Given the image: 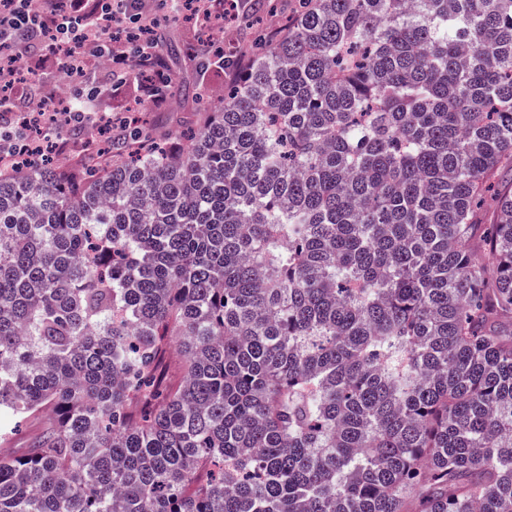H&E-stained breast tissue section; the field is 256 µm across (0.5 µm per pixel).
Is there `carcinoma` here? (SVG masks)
Listing matches in <instances>:
<instances>
[{"mask_svg": "<svg viewBox=\"0 0 512 512\" xmlns=\"http://www.w3.org/2000/svg\"><path fill=\"white\" fill-rule=\"evenodd\" d=\"M189 140L0 171V512H512V0H300ZM43 425V420L39 418H32L31 420L25 421L14 437L9 442L2 444L0 453L2 452L14 456L25 454L32 439L40 433Z\"/></svg>", "mask_w": 512, "mask_h": 512, "instance_id": "carcinoma-1", "label": "carcinoma"}]
</instances>
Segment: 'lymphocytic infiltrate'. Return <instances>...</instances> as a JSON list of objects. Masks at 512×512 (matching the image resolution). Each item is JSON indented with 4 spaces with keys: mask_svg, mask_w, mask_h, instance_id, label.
Segmentation results:
<instances>
[{
    "mask_svg": "<svg viewBox=\"0 0 512 512\" xmlns=\"http://www.w3.org/2000/svg\"><path fill=\"white\" fill-rule=\"evenodd\" d=\"M159 20L142 10L138 0H47L43 8H32L30 0H5L0 5V161L16 155L30 138V128L15 123L17 109L13 91L22 51L33 40L47 42L50 50L64 53L73 81L84 85L88 98L104 94L106 87L93 83L87 65L107 54L112 59L111 85L119 88L127 81L130 58L143 66V92L159 101L158 81L147 64L156 44ZM124 32L133 56L116 50V32Z\"/></svg>",
    "mask_w": 512,
    "mask_h": 512,
    "instance_id": "f902f5d3",
    "label": "lymphocytic infiltrate"
}]
</instances>
